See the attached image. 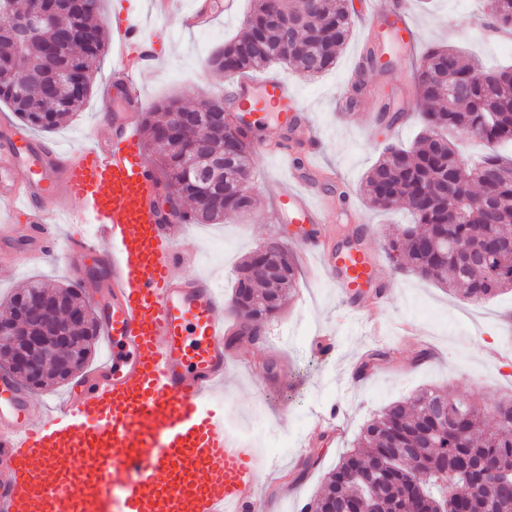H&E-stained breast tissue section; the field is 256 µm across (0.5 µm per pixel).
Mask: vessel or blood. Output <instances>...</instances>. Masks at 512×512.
Masks as SVG:
<instances>
[{
    "label": "vessel or blood",
    "mask_w": 512,
    "mask_h": 512,
    "mask_svg": "<svg viewBox=\"0 0 512 512\" xmlns=\"http://www.w3.org/2000/svg\"><path fill=\"white\" fill-rule=\"evenodd\" d=\"M111 26L123 50L110 87L121 109L99 132L65 151L0 124V212L32 241L0 246V263L59 255L77 272L103 266L87 296L107 347L54 405L0 372V512H262L258 487L273 465L224 427V295L194 271L198 254L175 236L144 156L143 76L162 52L160 30L126 14ZM227 96L245 128L273 113L260 149L284 132L316 147L287 83L243 79ZM314 183L310 166L289 162L274 221L320 226L302 252L340 295L360 289L350 311L364 314L382 296L376 256L329 247L322 228L336 209L315 201Z\"/></svg>",
    "instance_id": "obj_1"
}]
</instances>
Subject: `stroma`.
<instances>
[{"mask_svg":"<svg viewBox=\"0 0 512 512\" xmlns=\"http://www.w3.org/2000/svg\"><path fill=\"white\" fill-rule=\"evenodd\" d=\"M197 2L178 0V12L167 20L166 58L145 79V108L169 97L198 106L225 98L232 84L224 73L209 69L208 60L225 41L242 33L250 0H234L231 11L215 14L205 28L182 30L181 12ZM410 25L416 35L410 57L400 45L375 40L378 25L358 17L335 65L321 76L282 64L252 74L256 80L278 76L294 88L322 141L321 149L309 158L319 173L317 190L322 194L345 190L339 207L357 215L353 223L335 222L330 229L334 242L342 248L354 236H362L364 247L378 256L379 277L392 285L384 308L357 318L348 313L328 280L312 278L308 266H300L295 290L281 312L266 323L261 338L231 347L234 361L224 384L227 419L259 416L282 442L281 447L262 451L281 468L277 485L260 486L262 496L275 498L269 512H301L353 447L364 423L391 402L406 400L424 387L440 389L454 399L476 398L488 404L512 394V292L474 303L397 269L385 251L386 235L409 223L410 217L401 206L377 211L358 191L386 144L410 146L422 128L419 100L402 99L401 91L414 84L423 55L433 47L452 45L492 67L512 59L505 49L512 35L484 33L481 0H431L427 5L414 0ZM371 48L388 52L391 68H369L363 78L354 77L357 59ZM119 57V47L107 43L85 107L51 132L50 140L66 148L77 146L102 114L113 112L105 89ZM341 95L356 96L359 110L346 117L337 112ZM385 105L402 114L394 125L376 120ZM282 172L280 160L254 152L256 212L228 215L220 224L174 227L198 251V269L210 273L224 295L233 292L238 265L265 240L278 239L291 254L300 252L294 225L273 221L275 199L270 187ZM35 278L64 287L74 283L61 264L19 269L0 265V304ZM325 335L336 336L338 345L320 358L315 340ZM372 349L387 350L388 360L356 376L362 356ZM334 405L343 410L341 431L335 436L320 433L315 415Z\"/></svg>","mask_w":512,"mask_h":512,"instance_id":"obj_1","label":"stroma"}]
</instances>
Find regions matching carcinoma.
Wrapping results in <instances>:
<instances>
[{"label":"carcinoma","mask_w":512,"mask_h":512,"mask_svg":"<svg viewBox=\"0 0 512 512\" xmlns=\"http://www.w3.org/2000/svg\"><path fill=\"white\" fill-rule=\"evenodd\" d=\"M101 0L69 7L62 0H0V71L23 65L31 76L25 93L4 83L0 103L26 125L51 131L77 114L92 87L105 48L103 25L94 21ZM241 36L227 42L209 59L215 71L229 67L235 75L271 63L291 64L315 75L332 67L351 36L354 19L349 0H252ZM52 5L59 7L53 27L25 38L6 29L16 15ZM487 27L512 28V0H486ZM79 72L84 91L75 94L60 71ZM496 84L482 82L461 51L436 47L426 52L417 69L416 85L423 102V130L415 147L389 144L366 172L359 192L377 209L403 204L411 216L401 236L386 245L399 269L457 289L472 302L512 291V66L497 72ZM215 107L209 101L191 107L169 98L158 102L146 118V152L162 191L175 187L189 206L186 223L205 224L227 213L248 214L255 205L252 187L251 135L237 127L244 151L224 153V137L208 123ZM179 109L195 121L179 130L182 150L161 139L169 114ZM455 130L484 142L487 152L476 162L459 145L436 130ZM207 141L224 157V172L205 185L187 177L184 151ZM259 261L251 254L240 266L229 310L236 326L227 345L252 338L249 321L266 322L280 310L286 293L296 288L298 268L284 248L276 255V273L257 275ZM78 313L70 323L75 336H97L94 317L81 293L70 287L31 282L6 303L3 321L32 336H47L48 323L19 317L17 307L29 292ZM96 342L70 355L67 369L57 362L40 366L27 383L41 389L60 383L90 360ZM448 405V423L435 409ZM460 458L470 460L466 474L472 512H512V489L494 483L512 480V396L488 406L475 400H449L439 390L418 391L408 402H393L362 428L354 448L336 465L326 486L303 512H440L449 507L448 474ZM423 475L415 485L417 475Z\"/></svg>","instance_id":"cac0c4a2"}]
</instances>
